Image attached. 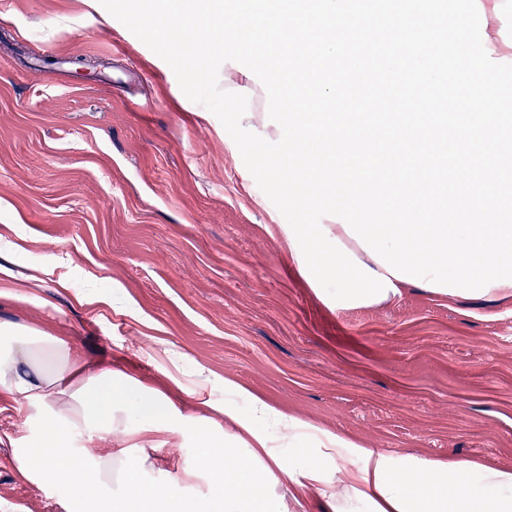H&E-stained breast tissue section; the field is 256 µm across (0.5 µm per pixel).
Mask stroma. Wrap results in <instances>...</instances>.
<instances>
[{"label":"stroma","mask_w":512,"mask_h":512,"mask_svg":"<svg viewBox=\"0 0 512 512\" xmlns=\"http://www.w3.org/2000/svg\"><path fill=\"white\" fill-rule=\"evenodd\" d=\"M63 337L109 368L227 415L247 395L310 434L273 453L334 472L341 433L399 456L512 468V298H400L328 306L288 250V222L219 119L98 0H0V325ZM179 355L171 375L155 360ZM0 393V512H71L62 487L21 476L38 422ZM146 487L179 486L170 459L206 467L194 440L149 453Z\"/></svg>","instance_id":"1"}]
</instances>
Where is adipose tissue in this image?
<instances>
[{"label":"adipose tissue","instance_id":"adipose-tissue-1","mask_svg":"<svg viewBox=\"0 0 512 512\" xmlns=\"http://www.w3.org/2000/svg\"><path fill=\"white\" fill-rule=\"evenodd\" d=\"M503 5L481 0L474 31L457 19L441 23L430 0H402L397 8L388 0H366L361 8L355 0H316L310 11L301 0H238L232 8L223 0H188L191 25L219 31L215 51H223V36L255 31L289 43L287 71L270 68L257 80L232 63L224 83L241 95L261 91L274 113L298 103L288 113L289 140L269 155L294 183L320 185L334 197L322 223L288 227L291 255L331 307L389 302L410 285L448 298L512 296V113L505 109L512 89L497 78ZM477 41L485 47L478 60L469 52ZM350 43L394 46L388 68L410 69L422 87L412 111L393 119L364 112L356 120L318 111L336 97L331 72ZM321 64L329 77L308 85ZM394 134L404 157L379 149ZM444 188L451 204L440 201ZM0 392L52 421L50 449L36 441L16 449L17 471L37 484L64 482L86 512H94L117 463L127 476L113 512H279L267 492L274 470L298 490L318 491L331 508L356 502L367 512H512V468L394 456L329 434L322 447L336 460L335 475L297 470L290 457L269 454L270 435L295 438L308 422L254 396L248 411L232 417L236 434L224 439L210 418L182 415L160 391L130 399L122 374L88 370L61 337L38 331L0 328ZM125 407L155 411V427L130 426L119 415ZM79 426L107 446L96 464L71 445ZM157 432L200 445L206 470L185 468L180 477L204 476L207 497L144 487L146 459L134 451L154 447ZM235 444L248 450L251 464L232 452Z\"/></svg>","mask_w":512,"mask_h":512}]
</instances>
